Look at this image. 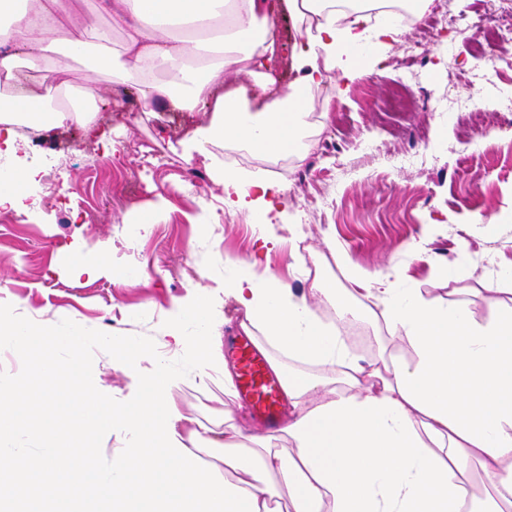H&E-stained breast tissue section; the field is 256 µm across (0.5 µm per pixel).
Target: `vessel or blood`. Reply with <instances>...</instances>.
Segmentation results:
<instances>
[{
  "instance_id": "b4317fda",
  "label": "vessel or blood",
  "mask_w": 512,
  "mask_h": 512,
  "mask_svg": "<svg viewBox=\"0 0 512 512\" xmlns=\"http://www.w3.org/2000/svg\"><path fill=\"white\" fill-rule=\"evenodd\" d=\"M239 364L238 391L248 397L256 418L267 430H277L280 425L281 387L269 376L264 356L251 345L241 343L237 349Z\"/></svg>"
}]
</instances>
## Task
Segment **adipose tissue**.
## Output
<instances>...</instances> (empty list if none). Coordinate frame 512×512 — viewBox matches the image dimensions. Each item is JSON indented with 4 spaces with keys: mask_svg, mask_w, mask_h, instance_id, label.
I'll return each mask as SVG.
<instances>
[{
    "mask_svg": "<svg viewBox=\"0 0 512 512\" xmlns=\"http://www.w3.org/2000/svg\"><path fill=\"white\" fill-rule=\"evenodd\" d=\"M300 28L293 66L300 77L286 94L266 99L272 80L257 72L275 45L267 34L275 18L269 0H96L82 23L70 22L74 0H0V77L14 91L0 99V125L19 118L38 129L85 122L61 108L37 111L25 87L24 67L50 53L84 54L91 71L114 83L137 76L142 109L167 104L177 112L211 105L208 124L196 127L181 151L190 158L219 140L275 155L298 143L310 112L307 88L340 72L353 81L381 65L383 55L358 58L365 39L381 48L396 41V25L372 24L377 0H283ZM109 16L124 34V61L94 51L85 40L92 20ZM177 81L163 84L157 68ZM228 73L241 83L225 85ZM213 181L230 209L267 211L281 187L248 171L215 165ZM225 283L244 317L245 335L260 332L271 347L267 362L279 376L288 414L280 433L285 448L254 433L232 410L224 412L229 466L246 461L235 481L217 467L196 465L192 442L199 432L174 402L180 382L158 364L150 392L139 405L115 404L90 391L72 367L57 358L56 340H34L33 329L0 320V344L26 368L25 381L0 389V412L14 431L32 423L52 434L35 463L10 462L0 471V501H34L39 489L57 494L49 512H78L89 494L111 491L110 512H512V302L494 280L484 282L486 320L461 305L419 292L404 293L387 278L353 275L345 299L375 295L371 310L388 337L405 338L413 359L378 357L364 365L344 351V339L328 328L313 304L328 297L313 287L295 295L272 276L251 270ZM168 347L183 353L200 377L220 379L225 398L235 395L234 376L220 342L172 331ZM318 368L317 377L295 374L287 363ZM124 424L132 447L115 453L109 473L98 472L81 441ZM478 465L495 491L478 501L467 487Z\"/></svg>",
    "mask_w": 512,
    "mask_h": 512,
    "instance_id": "ef3b65f1",
    "label": "adipose tissue"
}]
</instances>
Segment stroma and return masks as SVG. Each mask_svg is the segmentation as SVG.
<instances>
[{
    "mask_svg": "<svg viewBox=\"0 0 512 512\" xmlns=\"http://www.w3.org/2000/svg\"><path fill=\"white\" fill-rule=\"evenodd\" d=\"M494 15L490 0H433L419 26H404L386 50L380 70L354 83L332 79L311 93V134L284 157L248 155L242 170L270 177L271 165L288 162L291 192L273 210L254 219L247 209L226 212L223 190L211 179V157L182 156L188 122H207L208 107L195 116L163 109L145 112L131 85L102 82L92 122L54 128L21 142L20 154L37 170L38 182L56 187L42 206L23 204L0 212V315L19 324H51L61 361L75 359L90 389H109L122 405L148 391L156 354L181 376L174 400L201 424L203 437L224 428L223 407L211 380L197 375L183 354L165 348L174 300L193 287H212L239 276L240 260L257 256V274L307 291L295 257L296 242L284 223L307 220L306 250L324 259L315 282L350 288L349 274L333 256L344 252L369 275L390 276L397 287L413 288L476 317L488 316L483 279L490 276L512 299V122L457 108V98L512 107V67L486 80L472 66L479 33L469 18ZM278 88L296 78L294 47L299 33L286 10L271 31ZM420 43L427 65L411 60ZM407 81L437 106L388 112L385 100L398 81ZM204 177L189 189L191 171ZM480 190H473V183ZM161 204L153 220L145 202ZM275 240L262 247L259 232ZM468 253H461L462 242ZM111 251L113 271L96 280L71 274L73 263H93ZM210 327L184 321L193 337L224 335L242 315L231 297L212 296ZM347 350L361 363L379 350L394 357L412 354L407 341H385L366 314L365 299L351 303L339 327ZM140 347L125 360L117 342Z\"/></svg>",
    "mask_w": 512,
    "mask_h": 512,
    "instance_id": "stroma-1",
    "label": "stroma"
}]
</instances>
